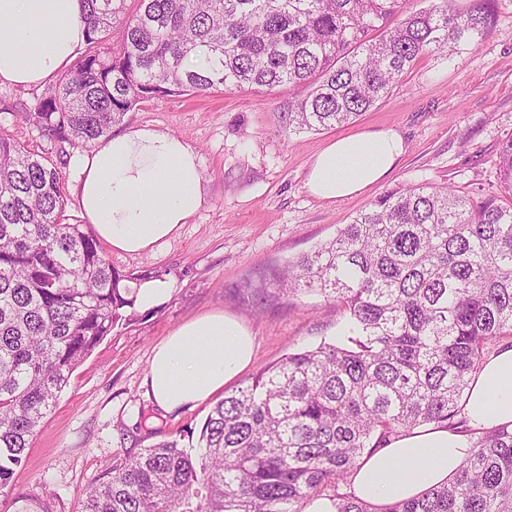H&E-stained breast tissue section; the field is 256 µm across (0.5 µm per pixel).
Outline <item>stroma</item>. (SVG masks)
Instances as JSON below:
<instances>
[{
	"label": "stroma",
	"instance_id": "35a3bbf8",
	"mask_svg": "<svg viewBox=\"0 0 512 512\" xmlns=\"http://www.w3.org/2000/svg\"><path fill=\"white\" fill-rule=\"evenodd\" d=\"M303 95L289 85L224 89L169 96L126 114L124 127L171 133L198 152L207 203L155 251H108L118 269L165 276L172 295L116 325L73 372L10 480L14 492L50 499L56 512H80L86 489L116 458L162 440L190 446L211 403L161 415L145 375L155 345L195 316L224 311L251 330L254 364L240 387L259 366L343 336L346 319L334 303L301 295L260 310L243 285L331 239L380 196L423 183L476 200L499 195L497 151L512 135V0H496L492 31L478 46L423 56L354 124L289 135L282 115ZM386 129L402 137L405 152L385 181L334 204L309 193V163L329 140Z\"/></svg>",
	"mask_w": 512,
	"mask_h": 512
}]
</instances>
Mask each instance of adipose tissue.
<instances>
[{
	"label": "adipose tissue",
	"mask_w": 512,
	"mask_h": 512,
	"mask_svg": "<svg viewBox=\"0 0 512 512\" xmlns=\"http://www.w3.org/2000/svg\"><path fill=\"white\" fill-rule=\"evenodd\" d=\"M82 9V0H0V84L55 79L85 42ZM403 150L390 129L340 137L313 157L306 186L331 202L359 195L394 169ZM77 163L81 217L117 252L153 251L206 204L197 151L148 126L109 135ZM254 353L255 338L237 317L222 311L197 316L154 347L149 396L166 414L194 408L236 381ZM462 415L467 432L430 425L363 457L351 476L352 493L379 506L419 496L452 479L472 450V432L512 426V347L486 361Z\"/></svg>",
	"instance_id": "1"
}]
</instances>
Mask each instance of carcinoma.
Wrapping results in <instances>:
<instances>
[{"label": "carcinoma", "instance_id": "cac0c4a2", "mask_svg": "<svg viewBox=\"0 0 512 512\" xmlns=\"http://www.w3.org/2000/svg\"><path fill=\"white\" fill-rule=\"evenodd\" d=\"M83 0L86 49L21 117L86 147L136 105L224 88L306 90L284 115L297 135L356 121L424 55L485 39L493 0ZM127 19L112 42L117 16ZM191 58L205 66L189 67ZM59 162L0 133V496L74 369L120 320L131 284L86 224L69 222ZM512 199V136L499 147ZM251 297L333 301L352 335L259 369L208 414L198 447L127 455L82 512H512V431L477 438L455 478L375 508L339 492L364 453L436 424L456 430L490 349L512 339V205L450 187L390 191L329 241L247 283ZM14 512H53L23 494Z\"/></svg>", "mask_w": 512, "mask_h": 512}]
</instances>
